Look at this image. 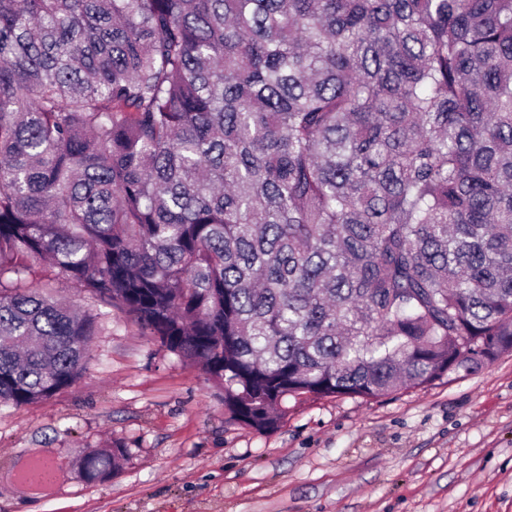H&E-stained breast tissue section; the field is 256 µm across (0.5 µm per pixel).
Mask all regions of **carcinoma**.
Masks as SVG:
<instances>
[{
	"mask_svg": "<svg viewBox=\"0 0 512 512\" xmlns=\"http://www.w3.org/2000/svg\"><path fill=\"white\" fill-rule=\"evenodd\" d=\"M41 263L260 434L512 352V0H0V405L112 315ZM29 285L54 296L64 295L83 310L90 308L92 312L109 311V308L104 307L99 301L92 299L90 295L82 292L76 285L70 283L62 284L55 280L53 269L48 264H40L34 269V272L29 276Z\"/></svg>",
	"mask_w": 512,
	"mask_h": 512,
	"instance_id": "cac0c4a2",
	"label": "carcinoma"
}]
</instances>
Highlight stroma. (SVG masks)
Returning a JSON list of instances; mask_svg holds the SVG:
<instances>
[{
  "label": "stroma",
  "instance_id": "stroma-1",
  "mask_svg": "<svg viewBox=\"0 0 512 512\" xmlns=\"http://www.w3.org/2000/svg\"><path fill=\"white\" fill-rule=\"evenodd\" d=\"M29 284L103 309L49 265ZM288 407L271 434L227 423L205 374L113 307L70 387L0 407V512H512V352L425 388ZM111 442L119 471L85 479L83 451ZM39 457L60 480L33 492L18 472Z\"/></svg>",
  "mask_w": 512,
  "mask_h": 512
}]
</instances>
